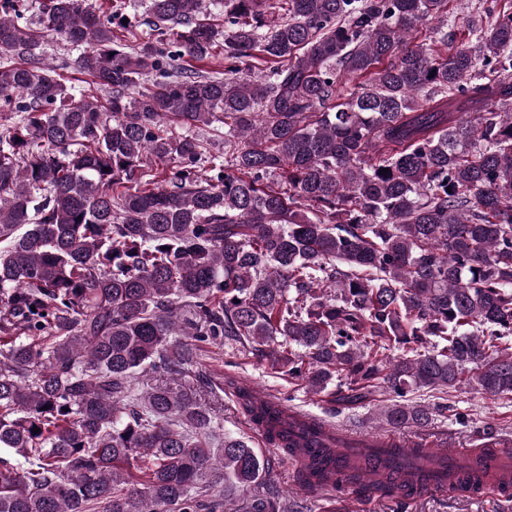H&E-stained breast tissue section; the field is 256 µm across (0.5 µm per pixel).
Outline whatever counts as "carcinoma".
<instances>
[{
	"mask_svg": "<svg viewBox=\"0 0 512 512\" xmlns=\"http://www.w3.org/2000/svg\"><path fill=\"white\" fill-rule=\"evenodd\" d=\"M213 2L222 25L148 0L120 37L89 0H40L94 104L0 0V512H224L217 487L262 485L224 383L183 382L226 340L345 407L385 384L394 427L429 420L421 388L512 399V0L460 38L452 0ZM237 396L268 441L321 442ZM422 457L379 461L383 494ZM42 48L44 61L55 66L67 78L71 79V81L67 82V85L74 87L72 92L76 95V98L81 96L89 97L91 100H103L105 98L107 92L101 90L90 78L73 71V61L83 51L84 47H74L57 39L55 36L46 35ZM65 63L71 68L61 69Z\"/></svg>",
	"mask_w": 512,
	"mask_h": 512,
	"instance_id": "carcinoma-1",
	"label": "carcinoma"
}]
</instances>
